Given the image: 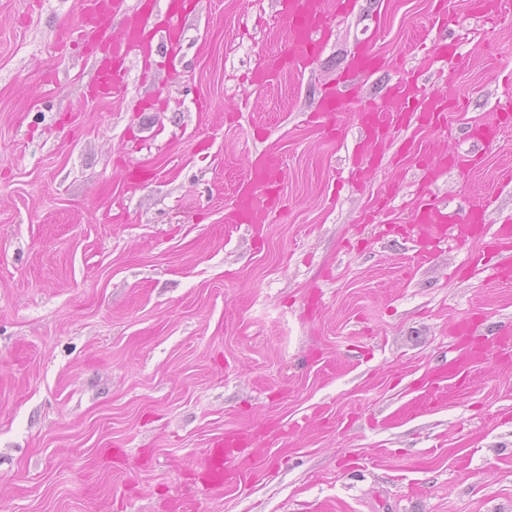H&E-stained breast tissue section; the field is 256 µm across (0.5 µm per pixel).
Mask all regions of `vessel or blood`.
Returning <instances> with one entry per match:
<instances>
[{
  "label": "vessel or blood",
  "instance_id": "1",
  "mask_svg": "<svg viewBox=\"0 0 512 512\" xmlns=\"http://www.w3.org/2000/svg\"><path fill=\"white\" fill-rule=\"evenodd\" d=\"M279 15L287 25V37L274 57L253 68L248 82L255 88L273 85L281 74L305 72L323 53L334 20L350 14L356 0H277ZM472 18L484 24H497L503 12L512 7V0H468ZM184 0H168L165 22L155 21L153 0H140L135 13H128L127 0H80L76 21L59 25L56 40L59 45L76 44L92 58L94 74L88 92L94 98H109L119 94V80L128 59L144 61L159 56L175 58L183 39L182 14ZM383 58L372 48L371 40H362L350 56L338 86L321 93L312 120L317 126L335 130L336 120L344 108L342 86L355 77L368 76L382 69ZM452 90H430L419 84L414 75L400 74L391 85L382 105L367 106L355 113L354 119L363 134V146L350 178L367 181L386 153L390 130L417 116L422 124L445 128L448 109L458 107ZM500 124L471 125L463 130L464 137L475 144L491 145L497 141L501 123L512 120V99L498 105ZM475 157L434 151L428 156L430 176L447 169L464 172L475 166ZM284 164L280 155L263 151L254 156L247 175L234 192V203L226 215L229 224L259 227L269 223L278 207L283 190ZM485 208L479 207L458 215L440 205L433 196L425 199L412 211L408 236L425 249L437 248L446 239L456 242L488 240L490 247L512 251V222L503 221L495 231H488ZM460 342L458 355L449 362L448 373L463 378L468 367L482 359L489 349L512 350V321L493 326L485 340L470 344L473 328L461 321L455 326ZM245 439L234 431L225 432L203 460V468L216 487H223L233 464L249 467L243 458Z\"/></svg>",
  "mask_w": 512,
  "mask_h": 512
}]
</instances>
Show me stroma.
Returning <instances> with one entry per match:
<instances>
[{
    "mask_svg": "<svg viewBox=\"0 0 512 512\" xmlns=\"http://www.w3.org/2000/svg\"><path fill=\"white\" fill-rule=\"evenodd\" d=\"M458 46L423 76L468 102L443 131L364 186L354 112L416 69L438 4ZM78 0H0V512H512V367L496 354L466 386L432 365L455 324L512 318L510 253L448 242L429 258L388 233L409 223L441 145L512 95V12L494 29L466 0H357L314 65L264 89L245 74L277 52L275 0H198L185 66L126 64L123 95L93 100L90 62L57 45ZM391 70L358 78L327 136L309 121L366 32ZM281 154L284 202L262 238L224 222L252 155ZM512 128L467 174L429 183L449 210L498 198L512 217ZM400 183L392 210L361 221ZM305 420L265 441L259 478L224 490L204 452L224 432Z\"/></svg>",
    "mask_w": 512,
    "mask_h": 512,
    "instance_id": "stroma-1",
    "label": "stroma"
}]
</instances>
